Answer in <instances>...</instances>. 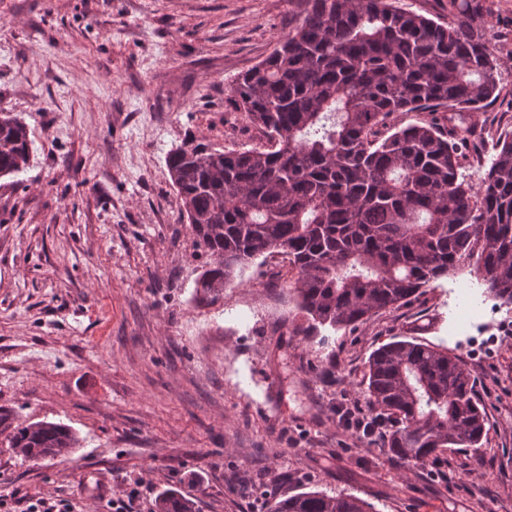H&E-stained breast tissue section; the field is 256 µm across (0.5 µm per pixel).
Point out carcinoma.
Segmentation results:
<instances>
[{
	"mask_svg": "<svg viewBox=\"0 0 512 512\" xmlns=\"http://www.w3.org/2000/svg\"><path fill=\"white\" fill-rule=\"evenodd\" d=\"M302 21L231 90L267 148L188 141L166 165L180 209L209 258L196 282L217 299L234 271L281 254L298 270L299 310L334 330L396 307L473 266L485 293L512 305V137L484 174L461 172L472 130L462 113L500 95L487 0H448L441 24L396 0H305ZM448 111L443 119L434 108ZM395 112L432 117L383 133ZM27 125L0 111V178L30 163ZM365 397L388 452L411 466L441 448H481L475 380L443 345L395 340L368 359ZM28 461L74 448L62 424L0 409V437ZM156 512H194L167 490ZM270 512H373L350 495L272 497Z\"/></svg>",
	"mask_w": 512,
	"mask_h": 512,
	"instance_id": "cac0c4a2",
	"label": "carcinoma"
}]
</instances>
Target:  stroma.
<instances>
[{"instance_id":"obj_1","label":"stroma","mask_w":512,"mask_h":512,"mask_svg":"<svg viewBox=\"0 0 512 512\" xmlns=\"http://www.w3.org/2000/svg\"><path fill=\"white\" fill-rule=\"evenodd\" d=\"M303 0H0V109L26 122L30 165L0 178V409L62 423L79 445L22 461L0 442V500L111 512L140 475L196 512H267L271 495H352L376 512H512V339L478 358L454 341L462 269L338 331L310 328L281 255L235 271L215 301L166 166L188 138L261 146L228 91L304 16ZM500 96L467 114L490 160L512 133V0H492ZM448 347L487 424L474 454L399 466L367 409L371 353L393 338ZM337 411L340 421L347 430H352L364 437L374 435L375 430H373L371 423L362 416L357 407L353 406L349 408L345 406L339 408Z\"/></svg>"}]
</instances>
